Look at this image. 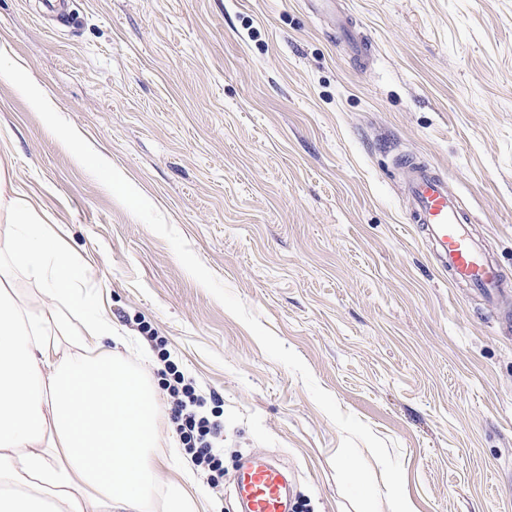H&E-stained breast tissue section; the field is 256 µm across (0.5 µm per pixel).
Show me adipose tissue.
Instances as JSON below:
<instances>
[{
  "label": "adipose tissue",
  "mask_w": 512,
  "mask_h": 512,
  "mask_svg": "<svg viewBox=\"0 0 512 512\" xmlns=\"http://www.w3.org/2000/svg\"><path fill=\"white\" fill-rule=\"evenodd\" d=\"M6 183L0 167V512H198L177 453L176 480L163 492L155 481L159 388L107 348L116 334L88 268ZM17 272L41 297L12 287Z\"/></svg>",
  "instance_id": "ef3b65f1"
}]
</instances>
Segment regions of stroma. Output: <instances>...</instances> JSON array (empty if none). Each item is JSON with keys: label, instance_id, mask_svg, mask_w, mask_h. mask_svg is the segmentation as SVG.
I'll return each mask as SVG.
<instances>
[{"label": "stroma", "instance_id": "obj_1", "mask_svg": "<svg viewBox=\"0 0 512 512\" xmlns=\"http://www.w3.org/2000/svg\"><path fill=\"white\" fill-rule=\"evenodd\" d=\"M370 56L306 0H0V51L187 240L317 383L400 446L415 512H512V293L439 276L400 163L448 181L512 276V0H340ZM13 185L91 270L121 335L148 325L223 427L201 512H239L240 455L292 478L294 512H355L342 433L303 382L0 80Z\"/></svg>", "mask_w": 512, "mask_h": 512}]
</instances>
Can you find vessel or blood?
<instances>
[{"mask_svg": "<svg viewBox=\"0 0 512 512\" xmlns=\"http://www.w3.org/2000/svg\"><path fill=\"white\" fill-rule=\"evenodd\" d=\"M401 167L413 203L410 219L449 283L474 289L488 299L504 293L507 285L498 260L472 233L471 219L449 191L447 180L417 161L403 160ZM236 493L243 512H291L288 478L269 459L251 455L241 461Z\"/></svg>", "mask_w": 512, "mask_h": 512, "instance_id": "vessel-or-blood-1", "label": "vessel or blood"}]
</instances>
